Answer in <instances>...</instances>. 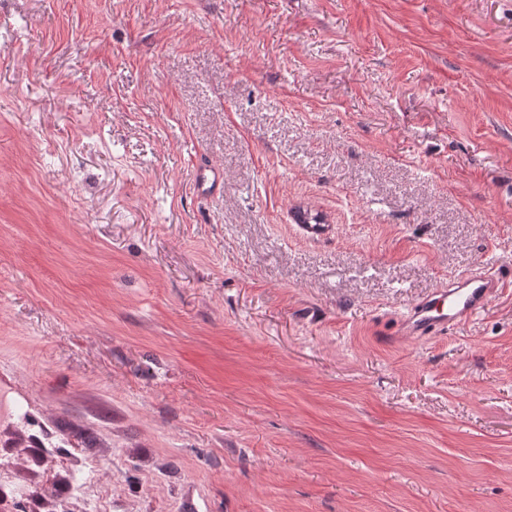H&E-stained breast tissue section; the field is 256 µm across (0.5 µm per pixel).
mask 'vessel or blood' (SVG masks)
Masks as SVG:
<instances>
[{
  "instance_id": "1",
  "label": "vessel or blood",
  "mask_w": 512,
  "mask_h": 512,
  "mask_svg": "<svg viewBox=\"0 0 512 512\" xmlns=\"http://www.w3.org/2000/svg\"><path fill=\"white\" fill-rule=\"evenodd\" d=\"M223 180L222 168L212 164L199 167L194 176L193 191L199 197L211 196L220 189ZM500 289L501 282L496 274L473 272L413 304L403 315L397 333L411 339L436 335L484 311Z\"/></svg>"
}]
</instances>
